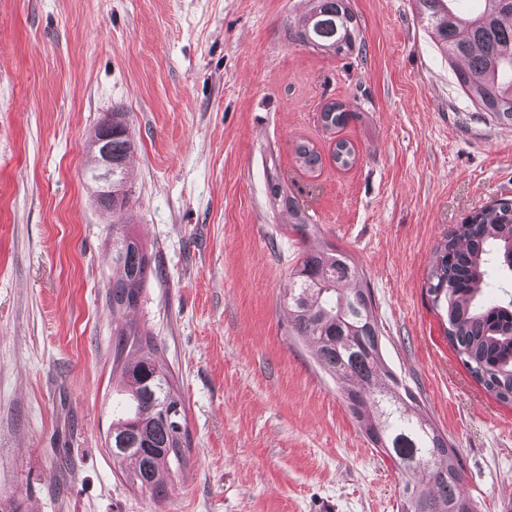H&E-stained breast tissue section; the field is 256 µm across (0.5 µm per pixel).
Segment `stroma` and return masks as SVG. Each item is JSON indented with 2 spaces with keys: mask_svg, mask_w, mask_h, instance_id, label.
<instances>
[{
  "mask_svg": "<svg viewBox=\"0 0 512 512\" xmlns=\"http://www.w3.org/2000/svg\"><path fill=\"white\" fill-rule=\"evenodd\" d=\"M363 49L294 41L313 0H0V502L20 512H401L405 482L295 336L301 255L337 248L374 297L382 355L455 447L478 512H512V405L456 357L427 293L456 224L512 200V129L462 95L415 0H349ZM357 112L322 130L329 101ZM135 141L131 206L84 175L111 112ZM358 162L336 168V139ZM311 141L320 170L298 167ZM277 176L312 217L273 205ZM161 275L113 314L112 227ZM136 322L185 399L190 446L167 497L128 485L108 451L126 396L112 334Z\"/></svg>",
  "mask_w": 512,
  "mask_h": 512,
  "instance_id": "obj_1",
  "label": "stroma"
}]
</instances>
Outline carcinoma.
I'll return each instance as SVG.
<instances>
[{"instance_id": "1", "label": "carcinoma", "mask_w": 512, "mask_h": 512, "mask_svg": "<svg viewBox=\"0 0 512 512\" xmlns=\"http://www.w3.org/2000/svg\"><path fill=\"white\" fill-rule=\"evenodd\" d=\"M451 0H416L418 17L448 56L459 64L455 76L465 98L487 118L512 128V0H475L461 11ZM296 40L322 52L351 55L361 47L360 27L349 0H315L312 11L291 26ZM356 113L338 101L320 113L330 133L344 128ZM112 155V193L101 206L124 210L130 202L127 160L134 141L124 113H112L89 140L91 164L86 177L96 181L98 150ZM301 168L315 172L322 157L308 141L295 144ZM331 160L348 170L357 161L354 146L336 140ZM273 203L288 209L298 231L309 221L296 199L276 178L269 182ZM512 252V202L500 200L456 225L436 247L427 273V292L446 315L445 334L476 383L495 400L512 404V298L482 305L489 258ZM161 275L153 254L127 225L112 230V279L108 283L112 313L135 309L145 283ZM292 329L315 347L320 367L343 381V400L362 422L374 448L403 471H418L422 480L403 486L412 512H477L462 492L456 449L435 424L415 415L418 400L401 387L381 358V336L371 291L357 265L337 249L303 253L288 294ZM154 337L134 323L115 330L113 362L128 396V409L112 426L108 447L131 486L163 498L167 487L160 467L181 463L188 448L184 400L173 377L151 357Z\"/></svg>"}]
</instances>
